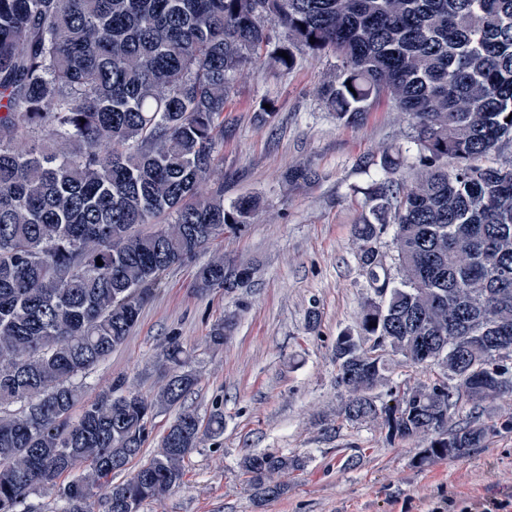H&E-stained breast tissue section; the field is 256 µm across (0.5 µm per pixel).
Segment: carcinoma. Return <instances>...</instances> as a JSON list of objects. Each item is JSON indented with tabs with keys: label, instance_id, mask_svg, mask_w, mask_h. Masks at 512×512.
<instances>
[{
	"label": "carcinoma",
	"instance_id": "1",
	"mask_svg": "<svg viewBox=\"0 0 512 512\" xmlns=\"http://www.w3.org/2000/svg\"><path fill=\"white\" fill-rule=\"evenodd\" d=\"M305 52L336 55L320 98L337 119L358 123L380 96L409 115L421 171L409 184L395 177L403 153L385 154L355 225L371 295L357 333L336 338L346 419H381L391 443L431 435L420 465L512 432V420L477 422L512 394V164L479 163L512 147V0H0V512H32L40 490L57 492L55 512H95L152 419L198 385L175 336L152 394L117 379L88 400L83 378L168 270L216 230L254 222L260 198L227 205L200 187L237 74L266 58L288 71ZM390 228L398 282L377 247ZM227 271L215 255L197 286L222 288ZM232 327L231 315L213 325L209 346ZM391 355L446 373L402 389ZM464 406L474 420L448 426ZM223 433V413L182 409L152 457L110 485L104 512L165 499L202 439ZM304 465L241 461L264 497Z\"/></svg>",
	"mask_w": 512,
	"mask_h": 512
}]
</instances>
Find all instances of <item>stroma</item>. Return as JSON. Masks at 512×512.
<instances>
[{
  "label": "stroma",
  "instance_id": "obj_1",
  "mask_svg": "<svg viewBox=\"0 0 512 512\" xmlns=\"http://www.w3.org/2000/svg\"><path fill=\"white\" fill-rule=\"evenodd\" d=\"M335 70L326 53L303 55L286 73L266 63L241 71L224 110L223 162L202 192L223 189L228 203L263 198L255 223L213 245L255 267L251 286L203 293L195 263L170 270L126 341L85 379L90 399L119 377L152 392L164 381L157 356L175 336L203 373L187 406L203 418L224 414L223 436L204 439L183 484L144 512H460L512 497V432L421 466L426 436L390 444L378 421L343 416L348 393L333 348L355 330L370 295L353 228L377 160L396 147L413 157L415 147L408 115L387 99L360 124L337 120L318 95ZM263 104L272 114L260 121ZM296 169L308 178L288 181ZM228 313L231 337L211 351L206 337ZM263 452L305 461L284 476L280 496H256L241 470L245 454Z\"/></svg>",
  "mask_w": 512,
  "mask_h": 512
}]
</instances>
